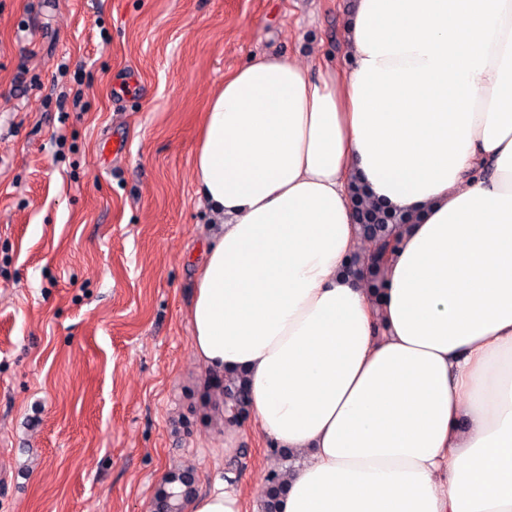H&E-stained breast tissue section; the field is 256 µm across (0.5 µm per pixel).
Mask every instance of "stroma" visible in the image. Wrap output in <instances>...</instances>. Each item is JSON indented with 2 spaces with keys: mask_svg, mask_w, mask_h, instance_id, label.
I'll use <instances>...</instances> for the list:
<instances>
[{
  "mask_svg": "<svg viewBox=\"0 0 512 512\" xmlns=\"http://www.w3.org/2000/svg\"><path fill=\"white\" fill-rule=\"evenodd\" d=\"M353 0H0V512H153L171 473L278 459L190 343L214 228L192 176L224 77L352 63Z\"/></svg>",
  "mask_w": 512,
  "mask_h": 512,
  "instance_id": "35a3bbf8",
  "label": "stroma"
}]
</instances>
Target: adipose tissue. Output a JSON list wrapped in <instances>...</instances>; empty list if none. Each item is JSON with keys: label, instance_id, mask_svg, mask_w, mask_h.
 <instances>
[{"label": "adipose tissue", "instance_id": "adipose-tissue-1", "mask_svg": "<svg viewBox=\"0 0 512 512\" xmlns=\"http://www.w3.org/2000/svg\"><path fill=\"white\" fill-rule=\"evenodd\" d=\"M346 40L343 78L262 55L209 101L192 349L301 455L279 512H512V0H355ZM355 183L410 218L375 294Z\"/></svg>", "mask_w": 512, "mask_h": 512}]
</instances>
